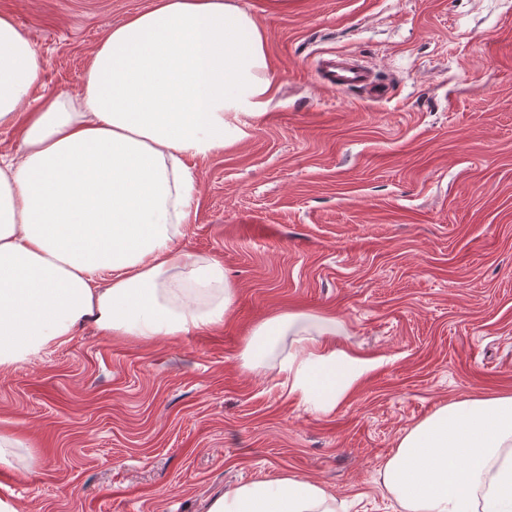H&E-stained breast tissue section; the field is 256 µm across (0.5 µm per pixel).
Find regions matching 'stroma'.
<instances>
[{"label":"stroma","mask_w":512,"mask_h":512,"mask_svg":"<svg viewBox=\"0 0 512 512\" xmlns=\"http://www.w3.org/2000/svg\"><path fill=\"white\" fill-rule=\"evenodd\" d=\"M151 0H0L42 57L33 96L76 97L90 50ZM266 35L275 87L248 135L196 159L182 246L233 285L221 326L66 342L0 369V434L19 439V512H207L296 473L346 512H400L380 470L452 401L512 393V0H235ZM387 90L320 85L324 52ZM332 317L377 360L335 410L287 395L276 313Z\"/></svg>","instance_id":"35a3bbf8"}]
</instances>
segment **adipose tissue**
<instances>
[{
  "instance_id": "1",
  "label": "adipose tissue",
  "mask_w": 512,
  "mask_h": 512,
  "mask_svg": "<svg viewBox=\"0 0 512 512\" xmlns=\"http://www.w3.org/2000/svg\"><path fill=\"white\" fill-rule=\"evenodd\" d=\"M266 37L234 0H152L91 51L73 100L31 98L43 60L0 14V127L20 159L0 166V368L69 339L186 336L223 324L233 288L181 240L198 204L193 159L247 135L273 91ZM343 325L284 312L241 358L261 366L280 336L288 391L336 408L376 361L331 347ZM402 512H512V394L453 401L409 429L383 469ZM208 512H336L320 485L287 473L244 483Z\"/></svg>"
}]
</instances>
